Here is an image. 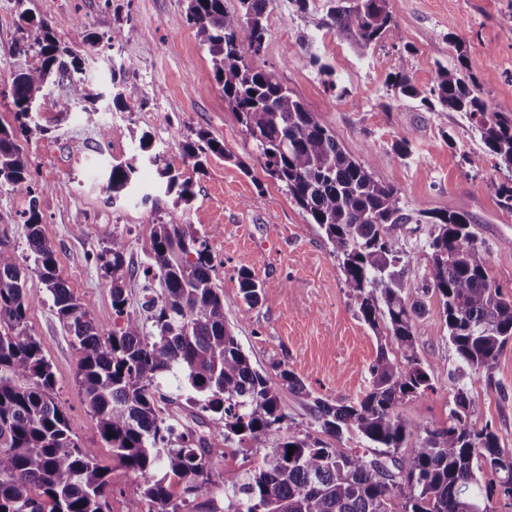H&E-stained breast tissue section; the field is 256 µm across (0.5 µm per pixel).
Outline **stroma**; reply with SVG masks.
Here are the masks:
<instances>
[{"instance_id":"stroma-1","label":"stroma","mask_w":512,"mask_h":512,"mask_svg":"<svg viewBox=\"0 0 512 512\" xmlns=\"http://www.w3.org/2000/svg\"><path fill=\"white\" fill-rule=\"evenodd\" d=\"M330 0H308L296 12L290 0H272L262 63L277 67L292 92L333 129L352 156L368 162L378 180L394 184L410 210L456 209L473 219V230L486 250L489 268L512 293V211L499 207L496 190L507 171L486 159L481 171L466 158L482 144L468 121L456 112H433L417 98H395L387 79L407 57L415 85L429 90L437 67H459L489 111L512 112V0H389L403 42L361 48L339 39L327 27ZM47 21L59 42L87 58L86 83L98 93V121L88 123L82 106L58 112L43 106L34 116L40 130L19 136L40 190L42 231L57 258V272L71 293L93 315L104 334L122 323L112 310L98 262L113 236L128 244L123 270L126 310L142 315L149 283L142 268L149 247V226L162 220L192 224L210 237L216 283L224 290V313L252 364L277 386L294 436L320 434L314 398L335 405L363 397L380 339L361 320L343 285L339 262L323 231L307 223L300 209L263 169V160L224 102L214 77L211 55L185 21L184 0H0V123L12 126V80L18 70L37 64L36 56L17 57L15 42L27 35L26 16ZM90 32H124L114 49L86 46L74 37L75 20ZM122 65L126 81L139 89L129 112L112 109V67ZM332 86H325V79ZM108 138H101V130ZM222 142L226 157L208 156L194 167L183 156L198 131ZM412 133L411 154L397 160L396 141ZM160 153L193 196L177 202L165 193L155 166L142 160L131 190L113 199L107 176L113 160L139 156L141 138ZM28 202L0 184V258L27 263L21 212ZM89 230L77 236L73 225ZM218 236H210L213 227ZM429 224H408L394 235L411 255L404 280L413 296L430 275ZM249 267L262 286L257 305L239 294L237 271ZM32 303L28 328L55 374V397L83 446L96 449L108 471L110 512H146L139 480L112 458L76 382V353L50 294L39 282L29 284ZM416 326V351L431 376L432 392L401 409L411 430L401 456H409L422 429L448 420L458 387L478 396L477 426L488 425L501 448L512 451V342L500 353L492 373L460 376L459 363L437 314V301L426 298ZM292 370L308 393L283 385L279 368ZM157 404L181 424L196 429L209 460L211 482L188 512H224V472L244 470L263 451L225 456L209 437L213 415L188 403L186 392L161 383Z\"/></svg>"}]
</instances>
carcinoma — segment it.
Masks as SVG:
<instances>
[{"label": "carcinoma", "instance_id": "carcinoma-1", "mask_svg": "<svg viewBox=\"0 0 512 512\" xmlns=\"http://www.w3.org/2000/svg\"><path fill=\"white\" fill-rule=\"evenodd\" d=\"M186 19L212 56L224 102L264 158L267 174L288 198L317 224L340 259L344 287L364 322L384 334L371 367L372 386L359 401L333 405L314 399L323 432L338 439L348 434L368 441L391 457L369 459L358 451L331 447L318 436L283 433L286 415L278 389L255 369L224 314V290L214 278L207 240L193 224H153L144 273L160 292L144 306L145 321L125 314L123 285L126 241L112 236L102 265L112 309L126 315L123 326L104 336L89 312L57 273L55 251L41 230L35 190L17 133H33L31 106L48 96L51 78L69 74V92L53 100L59 112L85 98L83 59L61 46L47 23L27 19L35 35L15 43L13 52L36 51L39 65L21 69L12 82L14 120L0 124V184L30 197L24 224L32 264L23 269L0 261V512H108L107 474L97 451L79 444L54 397V374L39 341L28 330L26 315L37 280L50 293L56 313L73 337L79 383L98 419L101 438L112 458L140 479L146 512H177L209 482L203 454L193 433L179 435L156 406L153 386L170 374L194 394L205 411L220 415L214 437L224 455L245 448L264 454L244 471H224L225 512H493L479 492L476 472L487 470L512 497V452L500 448L489 427L472 418L479 399L464 388L454 396L448 424L423 428L424 436L408 458L397 456L410 430L400 407L432 389L429 373L415 348L417 320L425 304L411 297L402 268L410 256L392 231L402 224L435 227L430 243V280L423 295L439 301V315L459 368L492 373L500 352L512 340V295L503 292L488 269L486 252L472 230L470 216L453 209L408 212L399 190L375 179L366 165L338 143L306 105L283 85L276 69L259 65L267 35L266 9L271 0H239L229 13L224 0H185ZM327 25L336 36L367 48L402 42L387 0H334ZM75 38L95 47L120 44L123 32L104 38L74 24ZM395 92L419 97L406 58L389 76ZM423 97V96H421ZM133 85L121 84L115 108L129 112L137 102ZM433 112H458L479 133L484 152L467 157L473 168L484 157L512 173V113L490 112L465 77L439 67L423 97ZM204 145H186L194 167L203 154L223 156L224 145L198 133ZM165 179L166 193L186 201L189 181H179L160 154L147 156ZM139 158L112 164L108 186L117 197L133 184ZM243 301L258 304L262 287L251 269L238 271ZM293 455H288L289 447Z\"/></svg>", "mask_w": 512, "mask_h": 512}]
</instances>
